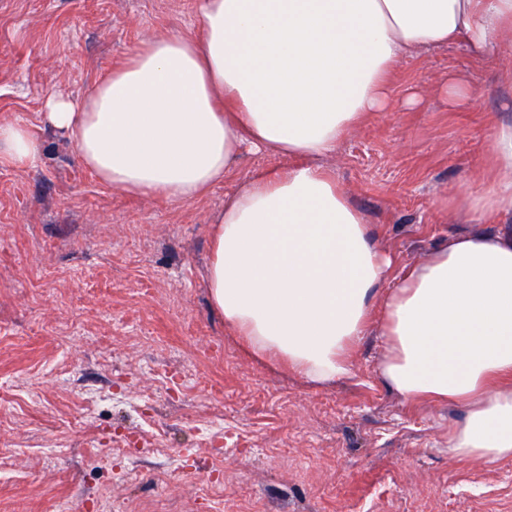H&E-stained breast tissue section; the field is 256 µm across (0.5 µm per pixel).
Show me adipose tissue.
<instances>
[{
    "label": "adipose tissue",
    "mask_w": 512,
    "mask_h": 512,
    "mask_svg": "<svg viewBox=\"0 0 512 512\" xmlns=\"http://www.w3.org/2000/svg\"><path fill=\"white\" fill-rule=\"evenodd\" d=\"M199 37L142 42L81 102L46 119L73 135L106 185L189 203L254 169L210 228L212 307L246 352L321 386L347 377L364 336L384 346L379 377L410 401L456 406L454 457L512 460V118L494 117L481 189L443 205L493 233L451 237L396 270L321 159L384 111L401 60L463 46L477 63L512 55V0H199ZM41 146L0 122V164Z\"/></svg>",
    "instance_id": "obj_1"
}]
</instances>
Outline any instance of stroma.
I'll return each instance as SVG.
<instances>
[{
    "instance_id": "obj_1",
    "label": "stroma",
    "mask_w": 512,
    "mask_h": 512,
    "mask_svg": "<svg viewBox=\"0 0 512 512\" xmlns=\"http://www.w3.org/2000/svg\"><path fill=\"white\" fill-rule=\"evenodd\" d=\"M200 30L197 0H0V120L42 142L0 166V512H512V461L448 452L462 409L409 404L382 384L367 336L351 376L315 388L246 356L209 304V221L255 168L191 203L101 183L53 96L83 98L144 40ZM462 48L403 61L389 107L325 163L395 268L477 230L443 198L477 188L495 81ZM473 98L451 105L440 82ZM107 396L109 406L89 394Z\"/></svg>"
}]
</instances>
